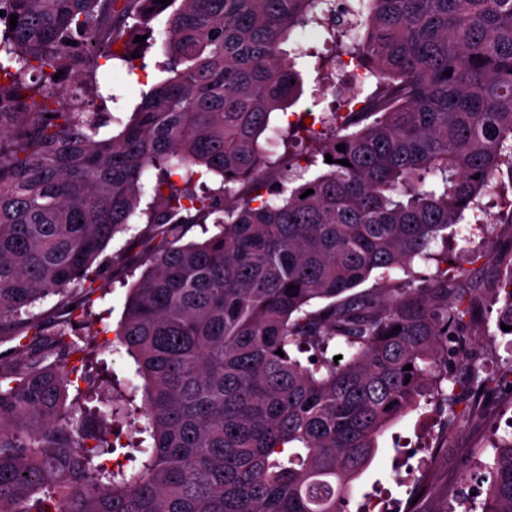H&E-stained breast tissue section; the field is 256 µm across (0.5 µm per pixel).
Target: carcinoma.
<instances>
[{
  "instance_id": "obj_1",
  "label": "carcinoma",
  "mask_w": 512,
  "mask_h": 512,
  "mask_svg": "<svg viewBox=\"0 0 512 512\" xmlns=\"http://www.w3.org/2000/svg\"><path fill=\"white\" fill-rule=\"evenodd\" d=\"M116 3L0 0V336L42 345L0 365V512H345L388 424L428 395L451 407L489 389L469 359L482 289H353L430 259L512 175V0ZM163 13L141 53L157 47L166 77L108 137L98 60L128 61ZM307 27L333 56L281 49ZM343 55L374 102L319 118L321 133L270 128L301 96L297 65ZM198 167L215 176L199 193ZM136 215L146 268L112 350L142 384L112 374L71 399L85 349L69 327L91 315L92 266ZM208 220L218 232L181 243ZM507 267L497 324L512 327ZM49 296L65 319L45 341L30 308ZM336 345L346 358L327 356ZM485 469L481 512H512V438Z\"/></svg>"
}]
</instances>
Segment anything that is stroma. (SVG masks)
Listing matches in <instances>:
<instances>
[{
    "instance_id": "35a3bbf8",
    "label": "stroma",
    "mask_w": 512,
    "mask_h": 512,
    "mask_svg": "<svg viewBox=\"0 0 512 512\" xmlns=\"http://www.w3.org/2000/svg\"><path fill=\"white\" fill-rule=\"evenodd\" d=\"M162 78L149 55L113 71L109 76L116 97L113 111L133 112L141 93ZM303 78V93L294 106L296 112L309 110L320 116L344 101L345 90L331 89V77L321 78L310 70ZM511 202L510 185L484 197L483 223L467 219L453 225L432 244V259L414 260L409 270L399 269L387 277L373 272L360 285V292L393 288L404 280L423 286L444 274L460 288L477 282L487 287L495 285L501 269L488 262L486 256L512 249V232L500 222ZM129 239V233H117L101 255L99 283L108 293L96 301L95 318L73 329V337L80 341L103 345L115 339L128 290L142 272ZM470 357L482 366L484 374L498 382L496 389L483 398L481 413L467 424L451 426L447 423V409L424 400L418 408L391 423L377 438V456L353 483L348 512H365L367 506L380 500L398 507L407 498L404 484L413 478L411 469L422 459L427 462L431 479L426 493L415 504L417 512H456L457 492L485 478L484 465L493 459L500 437L512 434V335H502L496 312L485 313L478 323Z\"/></svg>"
}]
</instances>
